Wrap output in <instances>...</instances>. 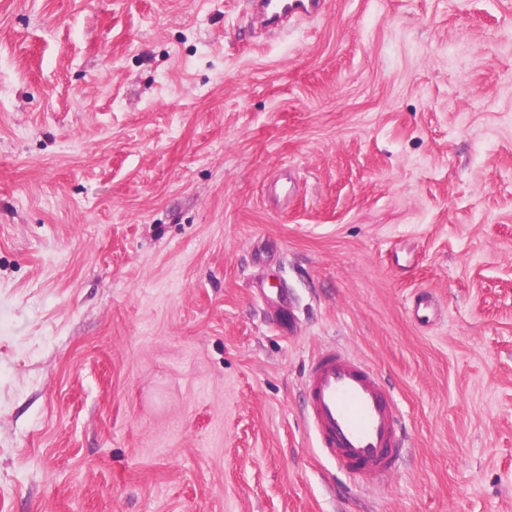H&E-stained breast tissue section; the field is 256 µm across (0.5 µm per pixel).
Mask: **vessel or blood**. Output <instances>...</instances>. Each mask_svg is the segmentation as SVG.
I'll use <instances>...</instances> for the list:
<instances>
[{
  "mask_svg": "<svg viewBox=\"0 0 512 512\" xmlns=\"http://www.w3.org/2000/svg\"><path fill=\"white\" fill-rule=\"evenodd\" d=\"M324 0H252L269 27L315 19ZM308 422L322 452L345 470L378 476L394 470L407 447L390 387L372 369L327 350L306 368Z\"/></svg>",
  "mask_w": 512,
  "mask_h": 512,
  "instance_id": "b4317fda",
  "label": "vessel or blood"
}]
</instances>
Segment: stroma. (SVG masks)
I'll return each mask as SVG.
<instances>
[{
  "label": "stroma",
  "instance_id": "1",
  "mask_svg": "<svg viewBox=\"0 0 512 512\" xmlns=\"http://www.w3.org/2000/svg\"><path fill=\"white\" fill-rule=\"evenodd\" d=\"M332 348L386 478L307 426ZM0 512H512V0H0ZM324 0H253L254 11L268 27L302 19H315L323 13ZM319 448L355 474L394 470L407 447L391 388L372 369L336 350L312 359L304 387Z\"/></svg>",
  "mask_w": 512,
  "mask_h": 512
}]
</instances>
